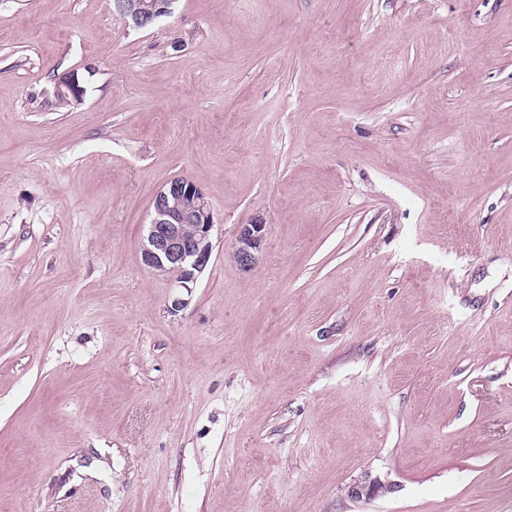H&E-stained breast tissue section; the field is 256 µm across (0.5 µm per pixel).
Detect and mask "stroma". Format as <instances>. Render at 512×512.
I'll return each instance as SVG.
<instances>
[{
  "mask_svg": "<svg viewBox=\"0 0 512 512\" xmlns=\"http://www.w3.org/2000/svg\"><path fill=\"white\" fill-rule=\"evenodd\" d=\"M0 512H512V0H0ZM171 0H119L114 11L125 24L144 28L171 12ZM152 210L143 261L153 270L176 272L181 286L190 288L211 255L214 219L207 198L195 181L177 178L156 193ZM264 235L265 225L262 221L241 226L233 248V256L243 270L250 271L256 266Z\"/></svg>",
  "mask_w": 512,
  "mask_h": 512,
  "instance_id": "35a3bbf8",
  "label": "stroma"
}]
</instances>
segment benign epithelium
<instances>
[{
    "label": "benign epithelium",
    "mask_w": 512,
    "mask_h": 512,
    "mask_svg": "<svg viewBox=\"0 0 512 512\" xmlns=\"http://www.w3.org/2000/svg\"><path fill=\"white\" fill-rule=\"evenodd\" d=\"M116 7L115 14L125 24L144 28L171 12V0H117ZM55 94L80 99L84 87L78 73L59 78ZM152 210L142 249L144 263L153 270L177 273L184 285L195 281L210 259L214 226L202 189L191 179H173L156 193ZM264 235L265 224L260 221L241 226L233 256L243 270L256 266Z\"/></svg>",
    "instance_id": "7a95c632"
}]
</instances>
